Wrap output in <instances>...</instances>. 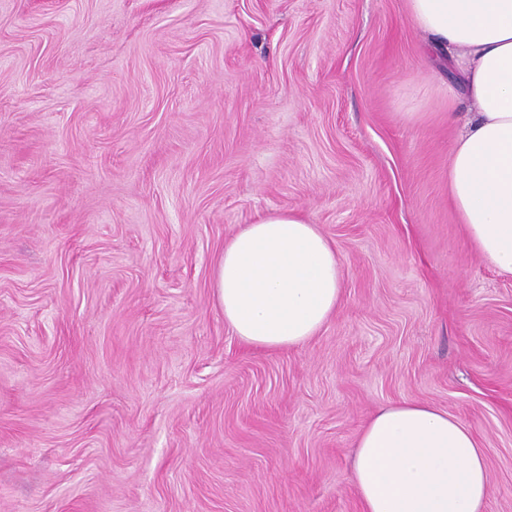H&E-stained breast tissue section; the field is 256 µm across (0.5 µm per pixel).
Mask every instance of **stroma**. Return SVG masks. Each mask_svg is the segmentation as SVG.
Instances as JSON below:
<instances>
[{
  "label": "stroma",
  "instance_id": "obj_1",
  "mask_svg": "<svg viewBox=\"0 0 512 512\" xmlns=\"http://www.w3.org/2000/svg\"><path fill=\"white\" fill-rule=\"evenodd\" d=\"M470 109L406 0H0V512H361L354 442L428 401L512 512V275L448 161ZM295 210L342 300L279 350L224 244Z\"/></svg>",
  "mask_w": 512,
  "mask_h": 512
}]
</instances>
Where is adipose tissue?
I'll return each instance as SVG.
<instances>
[{"label": "adipose tissue", "instance_id": "1", "mask_svg": "<svg viewBox=\"0 0 512 512\" xmlns=\"http://www.w3.org/2000/svg\"><path fill=\"white\" fill-rule=\"evenodd\" d=\"M421 35L452 50L471 111L448 163V196L475 250L512 275V0H406ZM334 244L294 211L260 216L224 246L214 297L245 344L302 345L342 297ZM363 512H485L489 472L472 429L425 401L381 409L355 442Z\"/></svg>", "mask_w": 512, "mask_h": 512}]
</instances>
